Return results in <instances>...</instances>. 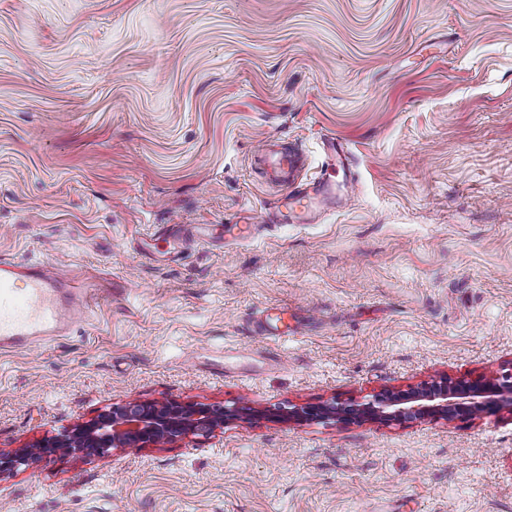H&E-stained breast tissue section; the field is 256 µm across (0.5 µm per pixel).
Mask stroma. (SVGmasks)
<instances>
[{
	"instance_id": "35a3bbf8",
	"label": "stroma",
	"mask_w": 512,
	"mask_h": 512,
	"mask_svg": "<svg viewBox=\"0 0 512 512\" xmlns=\"http://www.w3.org/2000/svg\"><path fill=\"white\" fill-rule=\"evenodd\" d=\"M347 208L280 224L254 150ZM155 224H205L184 250ZM251 224L224 239L219 225ZM0 255L112 281L0 354V449L113 404L365 402L512 368V0H0ZM294 313L280 345L249 335ZM0 512H512V415L288 426L0 476ZM276 144L266 138L254 158L267 167L278 185L286 190L281 200L277 222L284 224H315L318 217L326 210L346 208L356 186L351 174L348 152L344 145L331 138L326 150L328 166L333 172L342 171L341 189L336 191V184L330 177H321L309 183L302 182L301 172L304 166L302 154L294 148L275 149ZM303 183V184H302ZM304 187L299 189V185ZM285 315H287V311L282 309L275 317L268 313L264 317H258L252 322L250 333L253 336H274L279 339L288 338L290 331Z\"/></svg>"
}]
</instances>
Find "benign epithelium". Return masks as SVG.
<instances>
[{
	"label": "benign epithelium",
	"instance_id": "1",
	"mask_svg": "<svg viewBox=\"0 0 512 512\" xmlns=\"http://www.w3.org/2000/svg\"><path fill=\"white\" fill-rule=\"evenodd\" d=\"M512 414V372L474 379H437L407 389L381 391L368 402L346 407L334 402L294 409L238 407L214 409L176 400L126 403L99 412L88 421L45 436L32 445L0 450V475L16 472L34 458L77 454L88 448L141 450L172 443L188 435L211 434L233 421L265 419L282 424L338 419L365 422H410L425 419H479L489 412Z\"/></svg>",
	"mask_w": 512,
	"mask_h": 512
}]
</instances>
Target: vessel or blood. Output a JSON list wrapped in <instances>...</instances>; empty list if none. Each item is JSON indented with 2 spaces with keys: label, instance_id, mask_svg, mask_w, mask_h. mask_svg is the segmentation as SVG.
<instances>
[{
  "label": "vessel or blood",
  "instance_id": "vessel-or-blood-1",
  "mask_svg": "<svg viewBox=\"0 0 512 512\" xmlns=\"http://www.w3.org/2000/svg\"><path fill=\"white\" fill-rule=\"evenodd\" d=\"M326 150L332 171L342 173V184L326 177L303 182L301 153L294 148H276L264 140L254 158L273 174L285 193L278 221L286 224L316 223L322 212L346 208L356 186L348 152L336 140H328ZM102 294L87 281H75L61 273L57 265L20 263L0 256V351L29 350L69 335L83 322ZM255 336L288 338L284 314L264 315L250 328Z\"/></svg>",
  "mask_w": 512,
  "mask_h": 512
}]
</instances>
